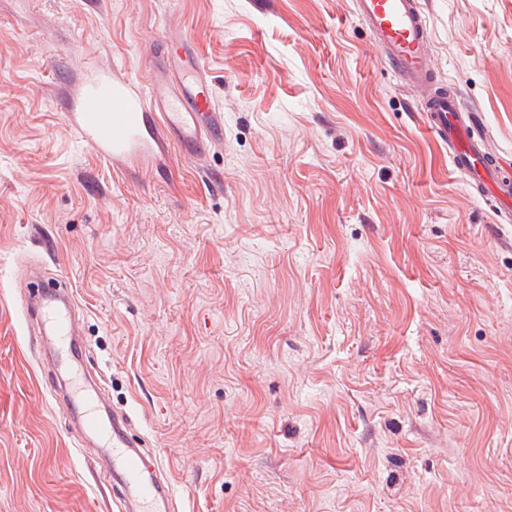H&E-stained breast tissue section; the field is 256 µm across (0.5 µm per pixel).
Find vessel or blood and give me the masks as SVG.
<instances>
[{
  "mask_svg": "<svg viewBox=\"0 0 512 512\" xmlns=\"http://www.w3.org/2000/svg\"><path fill=\"white\" fill-rule=\"evenodd\" d=\"M365 23L390 68L424 88L428 127L451 144V165L490 192L499 186L497 171L485 160L479 139L462 129L464 109L458 97L432 89L428 47L430 28L421 0H356ZM161 69L145 85L117 77L109 70L88 76L75 98L66 100L65 117L87 146L115 163H152L176 147L181 159L199 163L224 140V115L200 55L182 35L166 32L161 41ZM71 292L41 293L31 309L49 325L60 345H68L77 329ZM81 427L112 450V465L121 476V493L136 512H166L174 490L167 483L144 479L146 455L124 431L125 415L103 420L98 398L82 392Z\"/></svg>",
  "mask_w": 512,
  "mask_h": 512,
  "instance_id": "1",
  "label": "vessel or blood"
}]
</instances>
